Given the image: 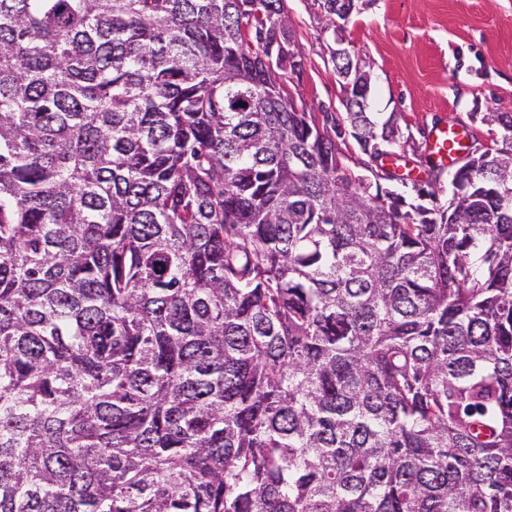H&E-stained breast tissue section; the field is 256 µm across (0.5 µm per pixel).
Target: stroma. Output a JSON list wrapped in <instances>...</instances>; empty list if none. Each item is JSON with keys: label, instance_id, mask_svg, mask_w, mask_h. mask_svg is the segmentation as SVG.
<instances>
[{"label": "stroma", "instance_id": "obj_1", "mask_svg": "<svg viewBox=\"0 0 512 512\" xmlns=\"http://www.w3.org/2000/svg\"><path fill=\"white\" fill-rule=\"evenodd\" d=\"M287 9L304 61L290 89L313 109L340 108L331 33L313 0H287ZM345 35L372 66L373 111L398 117L395 150L408 164L439 122H466L479 148L498 138L479 116L512 113V0H365Z\"/></svg>", "mask_w": 512, "mask_h": 512}]
</instances>
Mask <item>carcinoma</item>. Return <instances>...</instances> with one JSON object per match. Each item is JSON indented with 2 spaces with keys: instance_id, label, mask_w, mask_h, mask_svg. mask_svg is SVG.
<instances>
[{
  "instance_id": "obj_1",
  "label": "carcinoma",
  "mask_w": 512,
  "mask_h": 512,
  "mask_svg": "<svg viewBox=\"0 0 512 512\" xmlns=\"http://www.w3.org/2000/svg\"><path fill=\"white\" fill-rule=\"evenodd\" d=\"M294 38L0 0V512H512V113L443 200Z\"/></svg>"
}]
</instances>
